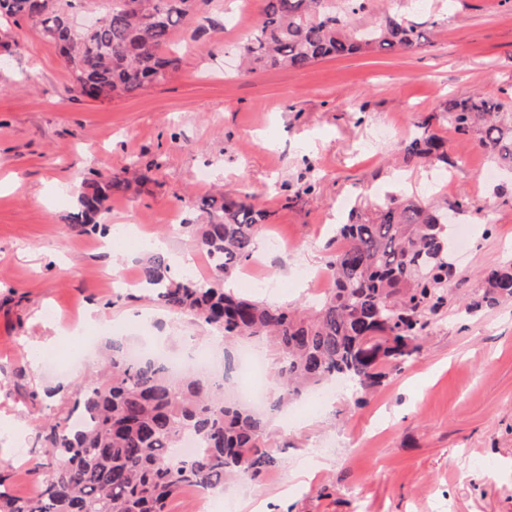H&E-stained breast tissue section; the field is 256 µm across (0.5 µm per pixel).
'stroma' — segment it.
I'll return each instance as SVG.
<instances>
[{
  "label": "stroma",
  "mask_w": 512,
  "mask_h": 512,
  "mask_svg": "<svg viewBox=\"0 0 512 512\" xmlns=\"http://www.w3.org/2000/svg\"><path fill=\"white\" fill-rule=\"evenodd\" d=\"M262 6L214 0L190 22L196 40L178 36L177 70L104 100L75 91L37 26L0 21V461L15 494L34 492L38 436L72 405L54 388L92 378L111 336L176 356L220 348L214 332L146 292L109 293L113 265L139 273L143 236L161 242L180 278L198 250L172 218L198 219L191 201L246 192L268 210L255 258L275 286H234L278 304H311L299 271L324 267L349 211L391 196L469 200L457 225L474 245L449 258L458 287L477 292L481 271L512 258V177H489L494 162L442 116L448 98L472 92L512 104V0H375V13L432 27V47L237 75L242 21ZM427 116L448 149L443 180L396 157ZM131 164L139 178L109 201L112 244L100 247L66 217L85 181ZM273 237L288 252L272 253ZM91 306L100 315L82 324ZM266 421L284 462L213 490L219 503L232 494L233 512H512V302L471 312L451 300L420 353L365 402L342 389L328 405L299 400Z\"/></svg>",
  "instance_id": "35a3bbf8"
}]
</instances>
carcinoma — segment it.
Instances as JSON below:
<instances>
[{
	"label": "carcinoma",
	"instance_id": "cac0c4a2",
	"mask_svg": "<svg viewBox=\"0 0 512 512\" xmlns=\"http://www.w3.org/2000/svg\"><path fill=\"white\" fill-rule=\"evenodd\" d=\"M0 0V19L32 22L58 46L76 89L93 99L131 94L178 67L176 34L212 0H107L93 29L63 28L78 0ZM373 0H264L253 32L237 47L242 72L266 67L302 69L356 53H409L429 43L426 30L404 17L374 19ZM448 128L469 136L499 166L512 172V112L499 100L472 93L451 98ZM406 165L448 164L431 117L417 122L399 145ZM129 182L99 173L85 182L71 224L106 233L100 223L112 192ZM204 224L184 223L198 249L213 262L211 277L176 281L169 257L156 249L142 266L141 289L160 306L196 317L224 341L269 338L278 354L276 405L340 379L356 401L380 385L388 369L417 355L431 320L448 306L454 272L448 262L451 204L391 197L339 225L326 263L332 286L316 306L300 310L256 301L228 287L253 260L266 212L248 194L197 203ZM481 301L512 300V262L482 274ZM224 383L205 373L176 382L154 358L140 360L114 343L100 377L78 385L72 407L41 436L44 462L38 489L14 495L0 461V512H166L183 489H213L229 477L258 478L280 467L266 443L263 416L224 400ZM199 437L207 451L173 457L183 434Z\"/></svg>",
	"mask_w": 512,
	"mask_h": 512
}]
</instances>
